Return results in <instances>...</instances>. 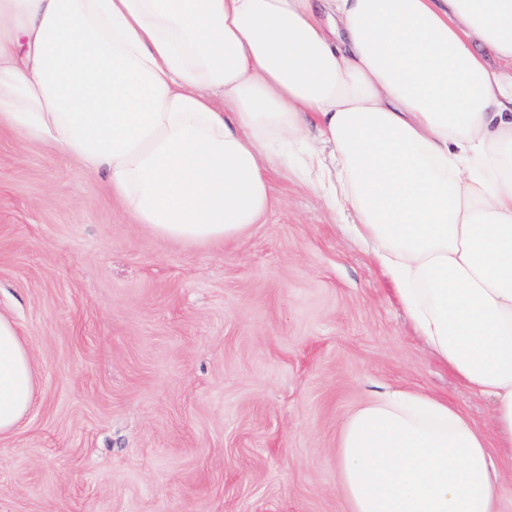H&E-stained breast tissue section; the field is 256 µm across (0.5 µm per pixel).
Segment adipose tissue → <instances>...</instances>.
Returning <instances> with one entry per match:
<instances>
[{
  "label": "adipose tissue",
  "instance_id": "1",
  "mask_svg": "<svg viewBox=\"0 0 512 512\" xmlns=\"http://www.w3.org/2000/svg\"><path fill=\"white\" fill-rule=\"evenodd\" d=\"M103 174L162 238L240 236L266 162L371 244L424 343L492 400L384 395L344 424L350 512H501L512 452V0H0V125ZM35 367L0 313V436Z\"/></svg>",
  "mask_w": 512,
  "mask_h": 512
}]
</instances>
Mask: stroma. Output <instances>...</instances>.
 <instances>
[{
	"mask_svg": "<svg viewBox=\"0 0 512 512\" xmlns=\"http://www.w3.org/2000/svg\"><path fill=\"white\" fill-rule=\"evenodd\" d=\"M269 179L238 239L175 242L0 126V312L36 365L0 437V512H348L339 440L375 397L445 396L491 429L352 225Z\"/></svg>",
	"mask_w": 512,
	"mask_h": 512,
	"instance_id": "1",
	"label": "stroma"
}]
</instances>
